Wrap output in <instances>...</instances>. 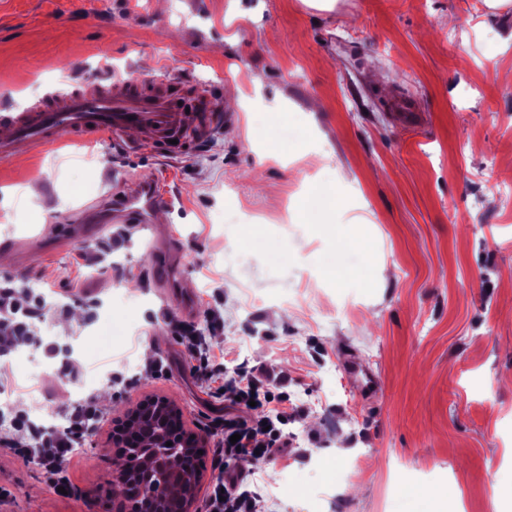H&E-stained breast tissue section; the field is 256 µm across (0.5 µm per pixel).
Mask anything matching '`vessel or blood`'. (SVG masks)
Masks as SVG:
<instances>
[{
  "label": "vessel or blood",
  "instance_id": "1",
  "mask_svg": "<svg viewBox=\"0 0 512 512\" xmlns=\"http://www.w3.org/2000/svg\"><path fill=\"white\" fill-rule=\"evenodd\" d=\"M390 110L404 128L425 124L423 112L409 95L396 96ZM221 120V102L212 99L207 88L188 84L177 73H165L160 79L82 85L0 117V161L10 160L21 142L82 144L129 128L155 142L160 155L173 158L208 139ZM166 202L157 184L132 182L115 198L112 219L117 224H146Z\"/></svg>",
  "mask_w": 512,
  "mask_h": 512
}]
</instances>
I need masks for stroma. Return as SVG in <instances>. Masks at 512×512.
Here are the masks:
<instances>
[{
  "label": "stroma",
  "instance_id": "35a3bbf8",
  "mask_svg": "<svg viewBox=\"0 0 512 512\" xmlns=\"http://www.w3.org/2000/svg\"><path fill=\"white\" fill-rule=\"evenodd\" d=\"M166 65L240 89L184 159L160 161L148 142L128 155L127 130L0 163V280L43 299L35 339L0 383V415L54 413L63 428L76 401L110 397L72 455L70 495L0 444V512H115L112 428L148 396L174 400L208 437L192 506L203 512L229 409L173 317L195 325L226 376L288 380L289 445L242 485L261 512H512V4L0 0V109L57 92L63 68L72 84ZM401 92L427 116L420 132L387 117ZM291 123L299 138L277 140ZM135 178L164 183V222L130 225L128 241L108 224L72 235ZM227 208L249 223H214ZM354 235L368 248L351 263ZM156 238L179 257L173 297L154 283ZM129 353L162 371L127 376ZM349 359L377 376L374 394L352 387ZM281 474L289 484L274 488ZM424 481L438 489L428 501Z\"/></svg>",
  "mask_w": 512,
  "mask_h": 512
}]
</instances>
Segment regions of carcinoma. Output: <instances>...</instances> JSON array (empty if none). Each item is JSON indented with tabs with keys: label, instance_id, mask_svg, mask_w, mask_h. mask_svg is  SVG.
<instances>
[{
	"label": "carcinoma",
	"instance_id": "carcinoma-1",
	"mask_svg": "<svg viewBox=\"0 0 512 512\" xmlns=\"http://www.w3.org/2000/svg\"><path fill=\"white\" fill-rule=\"evenodd\" d=\"M166 453L180 462L182 470L188 475L187 482L179 489L165 488L162 474L151 466L149 460L155 453ZM125 455L133 456V461L140 464V469L124 479L120 485L122 496L127 498L136 494L135 512H180L182 502L198 489V471L187 466L191 459L185 448L132 447L124 449Z\"/></svg>",
	"mask_w": 512,
	"mask_h": 512
}]
</instances>
